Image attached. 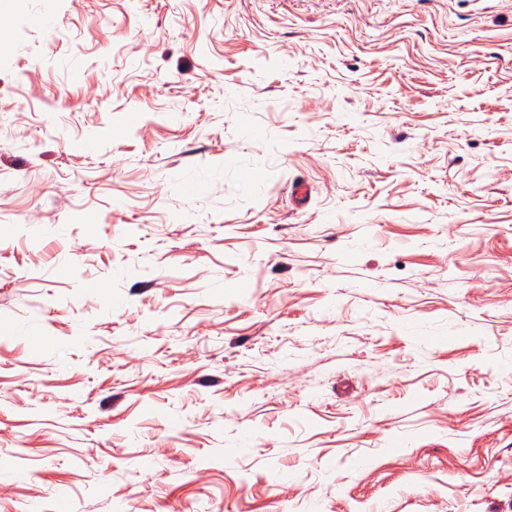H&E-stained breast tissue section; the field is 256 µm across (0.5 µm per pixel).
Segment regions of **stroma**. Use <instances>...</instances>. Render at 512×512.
<instances>
[{"label":"stroma","instance_id":"35a3bbf8","mask_svg":"<svg viewBox=\"0 0 512 512\" xmlns=\"http://www.w3.org/2000/svg\"><path fill=\"white\" fill-rule=\"evenodd\" d=\"M1 15L0 512H512V0Z\"/></svg>","mask_w":512,"mask_h":512}]
</instances>
